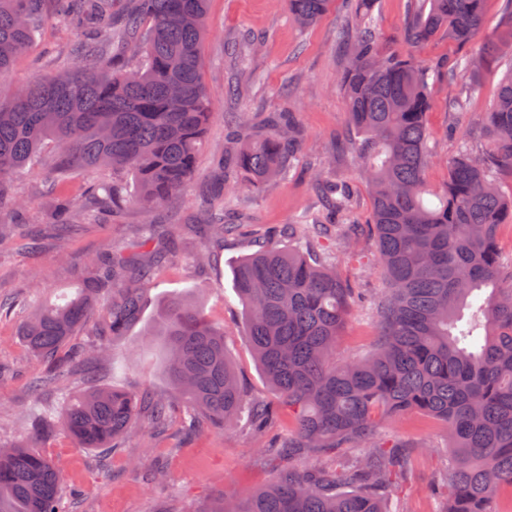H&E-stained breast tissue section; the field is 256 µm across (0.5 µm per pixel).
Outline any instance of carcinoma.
<instances>
[{"instance_id":"1","label":"carcinoma","mask_w":512,"mask_h":512,"mask_svg":"<svg viewBox=\"0 0 512 512\" xmlns=\"http://www.w3.org/2000/svg\"><path fill=\"white\" fill-rule=\"evenodd\" d=\"M45 0H0V238L11 232L22 205L3 200L19 169L51 144L60 182L71 169L110 167L130 172L137 195L126 201L104 184L90 197L95 210L124 201L145 211L179 199L195 171L212 120L203 81L202 45L207 0H133L118 25L113 0H54L72 27L96 30L74 45L77 65L62 75L29 83L23 97L4 84L14 59L37 37ZM354 37L341 76L354 130L351 153L373 197L371 231L387 288L375 310L380 336L365 359L333 362L336 338L360 301L333 270L334 252L360 240L358 224H290L297 240L288 250L267 242L234 271L236 293L248 311L247 336L270 385L295 417L284 447L311 456L309 469L290 467L263 489L222 498L205 512H404L390 499L395 478L408 465L407 447L378 442L377 419L412 413L431 416L448 430L452 463L434 485L440 512H501L512 497V259L502 255L499 231L512 224V196L492 183L512 175V68L485 113V146L463 147L448 164L438 191L425 182L430 162L425 115L435 75L409 53L383 55L373 23L376 0H349ZM486 0H407L403 19L411 47L437 36L466 45L480 34ZM299 25H314L331 0H285ZM501 38L512 41V0H502ZM493 46L448 63V76L478 80L497 65ZM180 87L173 95L171 87ZM296 113L238 124L224 155L240 174L239 188L258 194L288 175L303 150ZM56 233L77 224V210L61 191L49 192ZM217 206L199 217L216 236L237 231ZM112 268L87 262L81 288L63 304L26 298L1 302L27 313L19 336L32 353L56 363L59 353L98 313L102 349L125 338L142 320L145 285L153 268L141 256L106 249ZM158 343L169 383L203 409L212 425L246 417L262 447L279 408L244 404L243 387L224 353V328L210 322L184 296L161 302L156 324L144 332ZM177 406L152 393L97 388L68 399L62 426L82 448H109L148 425L161 430ZM30 426L45 434L53 407L37 403ZM61 471L34 445L0 449V512H66Z\"/></svg>"}]
</instances>
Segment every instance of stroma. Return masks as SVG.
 <instances>
[{"mask_svg": "<svg viewBox=\"0 0 512 512\" xmlns=\"http://www.w3.org/2000/svg\"><path fill=\"white\" fill-rule=\"evenodd\" d=\"M405 10L406 0H378L382 53L406 51ZM207 17L203 78L213 118L195 175L180 203L149 212L124 205L92 214L68 238L58 239L43 207L54 161L53 149L45 148L37 164L18 173L10 186L11 195L24 202L26 209L13 236L0 240V298L35 294L63 301L78 285L88 257L101 255L105 243L131 248L145 237L149 225H177L175 246L155 269L145 321L155 319L167 294L191 297L211 322L223 325L224 352L247 400L273 401L277 395L247 338L233 268L282 225L302 217L312 224L326 223L313 173L343 184L350 195V208L337 216V223L371 222L372 199L365 179L353 166V129L340 85L346 63L341 36L350 27L351 17L345 0H334L325 15L305 30L290 19L284 0H209ZM500 17L501 0H486L479 41L461 47L438 37L416 48L415 54L423 63L443 66L461 52L478 53L482 41L497 37ZM81 38L79 31L63 25L55 14H47L39 39L15 59L10 84H26L52 69L64 71L71 65L68 49ZM500 75V70H488L475 86L445 78L435 84L426 116L432 158L425 177L430 187L446 182L448 161L462 145L479 148L477 129L495 100ZM461 94L467 97L466 108L449 111V100ZM285 109L297 113L305 132L302 158L286 178L265 192H236L235 212L229 220L239 224L238 234L208 239L197 217L213 194L216 155L224 149L226 129L243 114ZM101 182L119 184L127 196L135 190L131 175L109 170L71 173L63 190L81 207ZM203 248L208 249L210 260L200 265L195 257ZM336 270L365 296L337 340L336 359L342 362L368 352L378 338L372 306L382 276L373 239L363 237L354 252L337 251ZM20 318L16 310L0 312V444L27 436L33 405L29 384L45 372L44 363L18 336ZM100 341L91 324L73 338L62 352L64 387L47 389L44 401L58 407L66 394L108 385L133 393H170L159 354L146 343L141 328L110 346L107 361L85 369L83 353L97 351ZM188 415V408L179 407L163 431L143 429L107 451L77 447L58 426L39 439L38 447L64 475L70 512H205L224 494L241 495L266 485L283 467V460L260 452L259 440L244 424L217 429L202 417L188 423ZM380 434L412 448L409 470L397 486L408 512H434L431 483L448 463L444 425L415 415L384 421ZM153 466L163 471L154 481L146 475Z\"/></svg>", "mask_w": 512, "mask_h": 512, "instance_id": "stroma-1", "label": "stroma"}]
</instances>
